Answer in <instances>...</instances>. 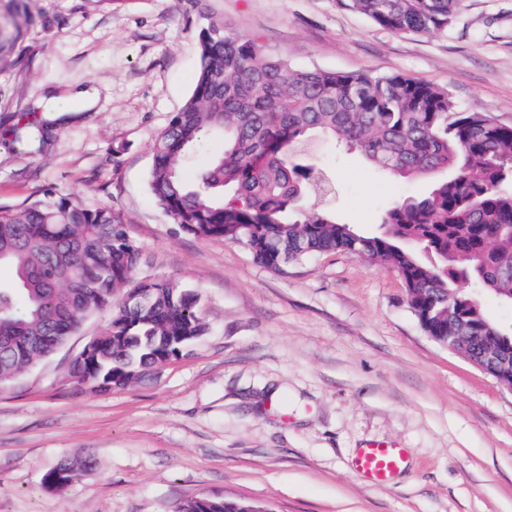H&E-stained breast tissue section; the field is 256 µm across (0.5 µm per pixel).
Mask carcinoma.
I'll list each match as a JSON object with an SVG mask.
<instances>
[{
	"label": "carcinoma",
	"mask_w": 512,
	"mask_h": 512,
	"mask_svg": "<svg viewBox=\"0 0 512 512\" xmlns=\"http://www.w3.org/2000/svg\"><path fill=\"white\" fill-rule=\"evenodd\" d=\"M406 35L448 29L464 0H346ZM191 95L153 145L149 187L179 228L240 244L280 272L315 253L345 252L396 270L424 332L458 337L476 357L495 346L498 381L512 383V332L460 291L473 282L512 302V127L459 110L446 88L405 74L295 69L255 41L203 14ZM208 134L223 150L194 179L189 152ZM315 134L336 139L378 173L434 181L422 197L386 211L385 230L364 235L303 201L316 186L300 148ZM432 253L441 265L420 259ZM140 253L109 207L46 194L18 212L0 210V380L62 346L82 322L128 286L100 334L95 357L70 366L95 391L124 386L157 362L179 357L206 325L198 295L175 282L134 278ZM91 460L60 457L45 478L68 483ZM243 500L196 498L179 512H244Z\"/></svg>",
	"instance_id": "cac0c4a2"
}]
</instances>
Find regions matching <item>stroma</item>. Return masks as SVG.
<instances>
[{"label":"stroma","mask_w":512,"mask_h":512,"mask_svg":"<svg viewBox=\"0 0 512 512\" xmlns=\"http://www.w3.org/2000/svg\"><path fill=\"white\" fill-rule=\"evenodd\" d=\"M206 7L294 67L403 73L512 126V0H465L424 36L341 0ZM202 23L189 0H0V208L49 192L112 208L138 275L196 291L208 327L180 357L98 392L68 365L107 307L0 387V512H176L198 497L268 512H512V389L422 330L396 271L327 252L274 272L239 244L182 232L152 196V146L192 91ZM89 85L94 111L43 120L47 91ZM27 121L44 140L22 149ZM303 154L321 183L308 206L366 235L431 184L379 175L328 137ZM372 441L409 451L391 486L351 467ZM63 455L94 466L48 490Z\"/></svg>","instance_id":"stroma-1"}]
</instances>
